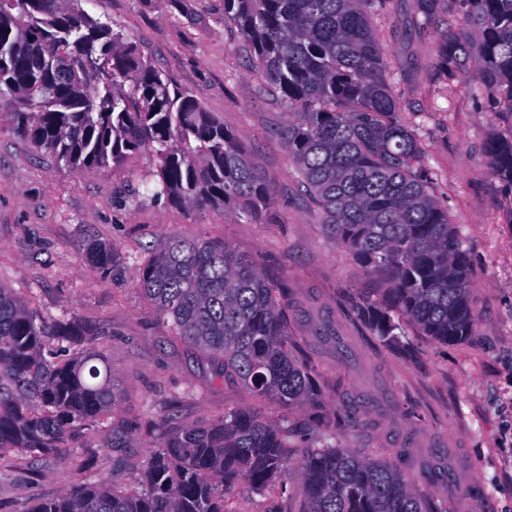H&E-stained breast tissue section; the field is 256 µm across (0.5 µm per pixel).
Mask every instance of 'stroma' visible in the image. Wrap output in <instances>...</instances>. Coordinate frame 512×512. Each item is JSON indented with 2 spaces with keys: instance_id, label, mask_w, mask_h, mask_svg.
<instances>
[{
  "instance_id": "stroma-1",
  "label": "stroma",
  "mask_w": 512,
  "mask_h": 512,
  "mask_svg": "<svg viewBox=\"0 0 512 512\" xmlns=\"http://www.w3.org/2000/svg\"><path fill=\"white\" fill-rule=\"evenodd\" d=\"M171 12L160 0H85L92 16L114 23L141 53L190 92L225 129L241 134L264 173L274 201L260 220L231 221L224 212L197 213L152 198L147 189L156 160L147 150L119 170L75 173L37 152L12 129L8 101L0 100V282L26 294L45 321L74 314L99 334L124 394L117 418L159 419L179 400L184 420H212L226 408L251 405L238 385L212 381L204 359L173 342L142 296L140 267L125 261L103 276L83 261L88 239L113 243L122 253L177 234L224 239L276 265L300 294L304 314L296 341L312 350L327 381L329 416H337V388L363 396L361 416L370 434L337 428L340 444L374 459L410 444L417 461L407 473L424 496L449 512H512V187L494 176L486 152L499 119L471 94L468 81L437 64L442 27L416 30L417 0H387L374 24L406 118L420 125L434 189L452 223L462 225L477 275L475 336L442 347L416 337L420 361L397 358L355 327L343 333L345 350L315 333L318 309L337 311L343 293L366 275L329 243L316 206L292 176L288 153L275 134L288 111L261 93L262 80L238 29L224 20V0H184ZM415 410L417 421L404 410ZM141 432L130 445L112 446L104 422L85 455L97 478L119 486L138 482L150 453ZM69 451L27 467L23 454L0 458V512H23L36 497H53L77 477ZM278 488L253 493L239 484L228 512H280Z\"/></svg>"
}]
</instances>
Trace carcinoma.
Instances as JSON below:
<instances>
[{
    "mask_svg": "<svg viewBox=\"0 0 512 512\" xmlns=\"http://www.w3.org/2000/svg\"><path fill=\"white\" fill-rule=\"evenodd\" d=\"M81 2L0 0V97L13 102L14 130L77 173L118 169L148 149L153 196L255 221L272 190L241 135ZM383 2L224 0V21L288 109L277 134L322 231L356 267L383 276L380 288L344 295L342 310L380 346L417 361L407 325L442 346L474 336V271L467 235L434 194L419 127L402 117L373 23ZM446 2L474 35L446 31L439 63L468 80L487 111L508 117L487 153L492 174L512 188V0ZM439 10V0H419L417 26L430 27ZM85 260L110 276L121 253L94 239ZM139 264L145 298L172 336L208 356L213 379L302 407L305 418L273 423L232 407L190 423L173 404L147 430L153 451L141 490L87 477L83 449L119 404L112 363L75 317L48 323L0 283V454L36 460L71 448L84 472L24 512H228L238 484L260 493L287 471L303 484L287 512H447L397 464L337 442L322 372L288 333L287 281L217 239L172 235ZM339 397L344 420L355 422L361 400L347 390Z\"/></svg>",
    "mask_w": 512,
    "mask_h": 512,
    "instance_id": "cac0c4a2",
    "label": "carcinoma"
}]
</instances>
